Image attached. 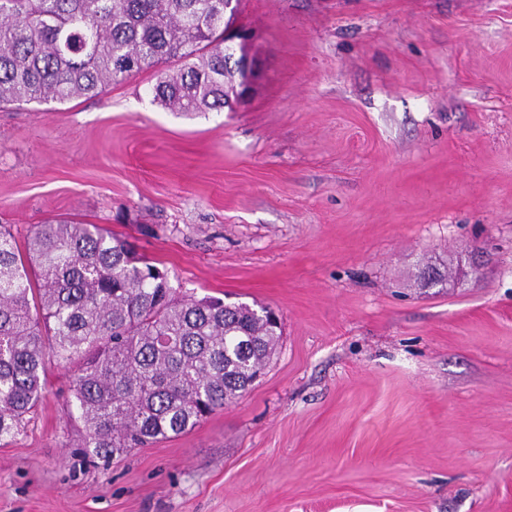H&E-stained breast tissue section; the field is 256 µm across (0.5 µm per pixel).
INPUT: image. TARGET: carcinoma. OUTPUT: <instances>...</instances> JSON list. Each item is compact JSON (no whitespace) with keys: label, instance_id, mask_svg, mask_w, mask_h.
<instances>
[{"label":"carcinoma","instance_id":"carcinoma-1","mask_svg":"<svg viewBox=\"0 0 512 512\" xmlns=\"http://www.w3.org/2000/svg\"><path fill=\"white\" fill-rule=\"evenodd\" d=\"M224 0H0V106L92 98L155 71L170 112L232 108L240 58ZM168 62L175 66L164 69ZM268 309L200 300L128 238L49 220L21 251L0 227V442L25 431L49 360L74 368L81 447L105 463L180 435L252 385L279 343Z\"/></svg>","mask_w":512,"mask_h":512}]
</instances>
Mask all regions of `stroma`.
I'll list each match as a JSON object with an SVG mask.
<instances>
[{
    "mask_svg": "<svg viewBox=\"0 0 512 512\" xmlns=\"http://www.w3.org/2000/svg\"><path fill=\"white\" fill-rule=\"evenodd\" d=\"M240 12L264 75L234 110H162L149 71L0 109V225L132 236L182 293L274 310L278 348L234 403L107 464L47 362L0 512H512V0Z\"/></svg>",
    "mask_w": 512,
    "mask_h": 512,
    "instance_id": "stroma-1",
    "label": "stroma"
}]
</instances>
